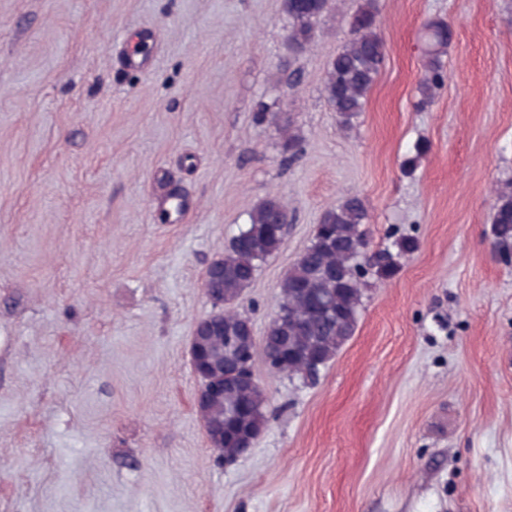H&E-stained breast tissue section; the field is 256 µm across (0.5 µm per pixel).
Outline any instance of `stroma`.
<instances>
[{
  "label": "stroma",
  "instance_id": "1",
  "mask_svg": "<svg viewBox=\"0 0 512 512\" xmlns=\"http://www.w3.org/2000/svg\"><path fill=\"white\" fill-rule=\"evenodd\" d=\"M360 3L292 55L281 0H0V512H512V266L490 234L512 182V0H378L385 67L344 131L322 77ZM436 19L447 78L421 107ZM130 40L150 70L122 63ZM173 187L187 207L166 221ZM351 193L372 249L418 248L367 277L316 384L256 361L268 422L225 462L187 358L203 273L252 205L287 201L237 304L263 334Z\"/></svg>",
  "mask_w": 512,
  "mask_h": 512
}]
</instances>
